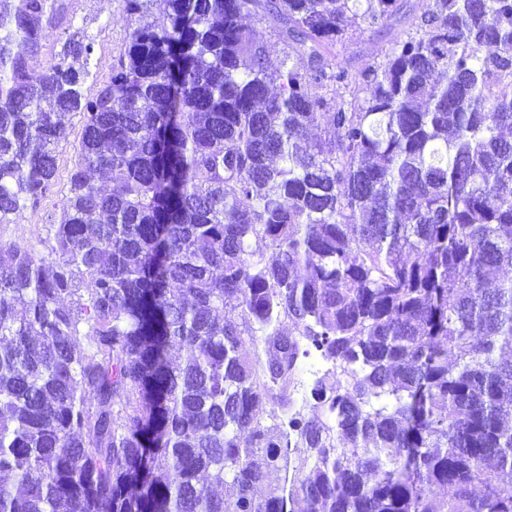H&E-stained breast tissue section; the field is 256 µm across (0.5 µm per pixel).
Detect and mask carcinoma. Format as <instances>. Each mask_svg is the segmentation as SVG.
I'll return each instance as SVG.
<instances>
[{
	"label": "carcinoma",
	"instance_id": "cac0c4a2",
	"mask_svg": "<svg viewBox=\"0 0 512 512\" xmlns=\"http://www.w3.org/2000/svg\"><path fill=\"white\" fill-rule=\"evenodd\" d=\"M165 2L88 96L92 42L30 65L68 0H0V224L84 118L47 254L0 243V512H512V0L359 75L397 0ZM417 1H399L403 8L385 27L368 28L363 24L351 27L348 38L332 50L335 62L344 63L356 73L383 62L393 42L415 30L414 16L420 12ZM249 23L255 28L264 38L267 46L268 59L272 66H277L285 57L283 43L277 35V24L271 16L265 15L262 19L260 17L250 18Z\"/></svg>",
	"mask_w": 512,
	"mask_h": 512
}]
</instances>
